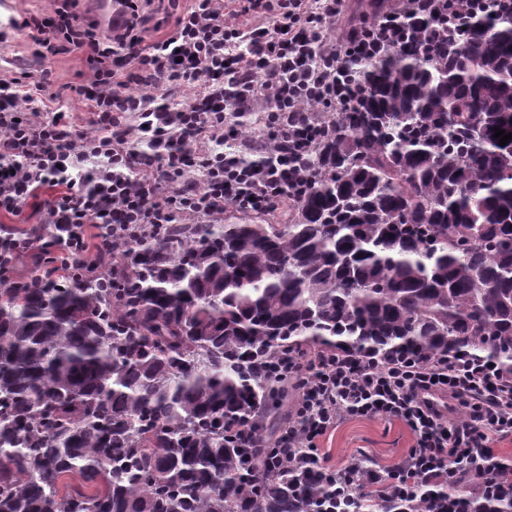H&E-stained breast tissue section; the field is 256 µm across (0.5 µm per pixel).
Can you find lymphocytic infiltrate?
<instances>
[{"label":"lymphocytic infiltrate","instance_id":"1","mask_svg":"<svg viewBox=\"0 0 512 512\" xmlns=\"http://www.w3.org/2000/svg\"><path fill=\"white\" fill-rule=\"evenodd\" d=\"M74 0H55L53 17L9 16L10 31L29 30L32 52L45 58L61 43L86 52L89 79L75 86L87 125L53 107L48 77H0V212L20 213L40 188H57L44 219L61 248L44 274H97L85 228H107L100 249L119 251L138 237L191 220L207 224L225 204L244 212L277 208L294 192L309 159L315 125L309 105L349 107L345 73L361 54L355 33L325 39L324 25L345 0H191L161 38L146 41L145 0H124L112 32L79 19ZM261 19V26L229 22ZM147 93H136L137 85ZM191 89L180 99L182 89ZM261 110L267 137L254 145L262 164L224 152V114ZM147 142L153 160L138 168L133 144ZM281 369L298 398L276 445L281 458L330 483L335 502L323 512H367L355 492L365 483L405 504V512H486L512 489V465L494 448L512 438V369L461 356L407 361L350 353H308ZM379 417L403 425L412 444L384 470L366 453L330 464L321 441L346 422ZM464 480L467 494L434 498L442 481Z\"/></svg>","mask_w":512,"mask_h":512}]
</instances>
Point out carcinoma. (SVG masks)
I'll return each mask as SVG.
<instances>
[{
  "label": "carcinoma",
  "instance_id": "obj_1",
  "mask_svg": "<svg viewBox=\"0 0 512 512\" xmlns=\"http://www.w3.org/2000/svg\"><path fill=\"white\" fill-rule=\"evenodd\" d=\"M368 0L400 17L259 221L174 224L102 276L0 288V512H315L275 436L282 352L512 367V0Z\"/></svg>",
  "mask_w": 512,
  "mask_h": 512
}]
</instances>
